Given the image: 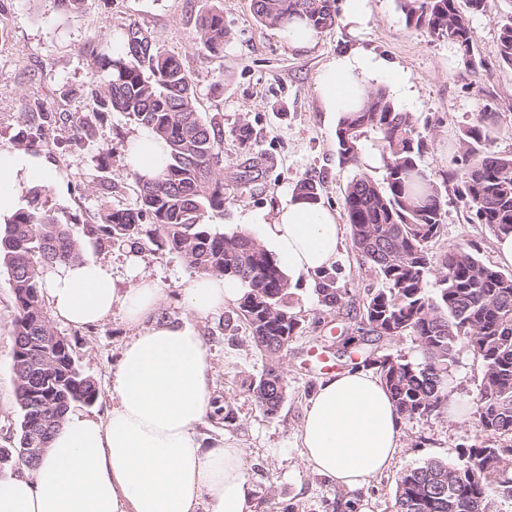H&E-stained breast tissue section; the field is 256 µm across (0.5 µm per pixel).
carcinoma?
Returning a JSON list of instances; mask_svg holds the SVG:
<instances>
[{
  "label": "carcinoma",
  "instance_id": "1",
  "mask_svg": "<svg viewBox=\"0 0 512 512\" xmlns=\"http://www.w3.org/2000/svg\"><path fill=\"white\" fill-rule=\"evenodd\" d=\"M195 20L194 40L211 56L224 52V0ZM336 0H251L256 20L280 26L294 16L315 29L336 24ZM406 25L444 37L468 55L474 33L469 13H485L489 0H399ZM495 54L512 66V20L500 26ZM84 106L66 117L42 108L24 113L31 132L17 146L38 151L47 131L71 123L76 139L88 136L92 121L122 112L163 139L169 162L154 181L135 178V208H102L99 221L83 235L95 246L128 243L137 253L148 240L183 258L197 274H216L241 282L237 316L252 342L270 360L247 381L263 414L276 415L288 397L278 364L301 330L290 306L292 284L278 258L248 233H220L211 221L224 214V129L196 107L194 82L178 59L161 50L139 27L122 34L114 52L96 54ZM489 105L461 136L454 168L437 181L420 165L425 141L413 115L398 109L386 90L368 92L363 107L339 117L333 137L341 159L359 163L363 142L374 136L385 176L377 181L361 172L348 184L342 210L353 248L377 269L385 287L367 291L361 323L377 336L409 334L420 358L374 356L358 351L362 364L374 366L405 420L438 417L455 401L452 368L465 347L483 363L473 418L486 437H512V274L483 263L462 247L448 249L435 263L429 243L444 233L448 188L471 218L494 235L512 232V155L490 149L494 128ZM84 250L71 228L56 219L42 190L31 191L28 205L15 211L0 231V265L12 288L13 371L22 420L16 444L0 448V470L32 468L49 439L76 402L93 404L97 383L77 365L69 341L55 335L44 312L42 274L79 262ZM436 277L431 294L428 283ZM317 293L328 307L342 303L348 289L320 274ZM37 448L35 455H22ZM512 503V445L485 442L464 449L458 461L428 460L400 474L393 512H491L492 500Z\"/></svg>",
  "mask_w": 512,
  "mask_h": 512
}]
</instances>
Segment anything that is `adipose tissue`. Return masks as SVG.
I'll use <instances>...</instances> for the list:
<instances>
[{
    "mask_svg": "<svg viewBox=\"0 0 512 512\" xmlns=\"http://www.w3.org/2000/svg\"><path fill=\"white\" fill-rule=\"evenodd\" d=\"M384 80L404 99L414 96L400 70L356 48L332 57L316 80L324 112H353L372 83ZM132 173L151 179L168 162L166 143L149 132L126 147ZM63 175L43 156L0 150V221L30 187H57ZM240 221L259 238L290 280L330 269L343 239L335 210L289 195L267 216ZM44 295L55 315L76 328L103 324L121 310L134 326L107 387L105 418L68 412L36 467L0 480V512H251L255 485L236 441L204 443L197 432L213 412L214 367L198 321L237 301L239 282L196 274L180 296L191 320L160 316L164 293L147 275L126 290L93 256L46 270ZM402 418L373 368L323 378L304 413L299 439L313 471L351 490L387 471L398 452Z\"/></svg>",
    "mask_w": 512,
    "mask_h": 512,
    "instance_id": "obj_1",
    "label": "adipose tissue"
}]
</instances>
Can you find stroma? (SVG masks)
<instances>
[{
    "mask_svg": "<svg viewBox=\"0 0 512 512\" xmlns=\"http://www.w3.org/2000/svg\"><path fill=\"white\" fill-rule=\"evenodd\" d=\"M212 0H86L77 12H61L54 0H0V150H11L26 125L27 107L44 105L68 114L86 90L93 52L106 49L109 40L134 25L148 32L155 43L174 54L191 74L197 107L205 117L220 122L224 136V182L228 186L224 214L213 221L217 231H239L244 210L274 214L289 192L306 178L313 179L325 205L340 208L347 184L359 165L340 161L333 140L337 124L323 112L315 90L316 76L332 56L359 47L399 67L412 84V101L396 105L412 113L418 132L428 146L422 167L434 177L452 169L463 129L484 104L496 110L497 152L512 155V67L496 58L494 46L503 20L512 18V0H491L486 13L470 16L474 32L471 56L445 38L406 25L398 0H370L371 19L358 34L343 23L321 31L316 45L306 50L289 46L280 28L257 22L251 0H224V54L202 53L193 39L197 15ZM249 123L253 136L240 143L232 134L239 123ZM140 126L118 112L95 122L92 137L72 139L69 127L48 133L42 156L56 163L66 177L63 189H50L52 205L61 223L81 235L83 225L96 221L101 205L100 180L112 181L111 204L132 207L137 194L126 162V145ZM107 144L108 158L98 147ZM263 172L259 181L244 182L252 163ZM460 246L477 253L487 265L497 266L495 237L486 225L475 223L462 203L449 199L444 234L430 251L441 255ZM142 272L164 288V318L188 319L178 301V288L189 270L182 258L156 246L139 255ZM338 287L348 289L342 305L330 308L319 299L317 277H304L293 288L292 307L302 329L279 361L288 382V397L275 417L255 405L244 381L259 376L268 360L250 340L248 327L235 318V307L225 308L199 328L207 340L215 369L214 396L229 405L231 423L206 419L199 431L204 438L227 436L245 450V466L258 496L269 499L274 512H392L396 480L407 468L429 459L456 462L461 451L479 440L472 420L449 417L404 421L401 448L389 471L356 491L342 489L306 465L298 440L305 408L316 391L323 370L311 363L310 352L332 346L336 369L352 366L333 337L357 327L367 291L381 288L376 271L361 264L350 238H343L331 268ZM15 314L13 293L5 267H0V448L14 446L20 412L15 397L12 366ZM65 336L81 371L92 377L101 394L77 411L104 416L105 392L121 348L133 330L120 311L90 330H78L54 321Z\"/></svg>",
    "mask_w": 512,
    "mask_h": 512,
    "instance_id": "35a3bbf8",
    "label": "stroma"
}]
</instances>
